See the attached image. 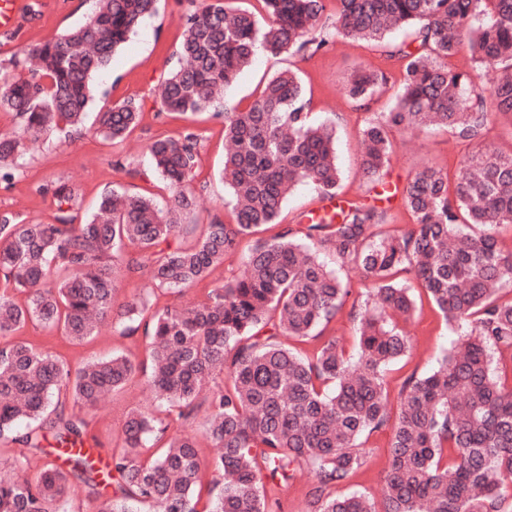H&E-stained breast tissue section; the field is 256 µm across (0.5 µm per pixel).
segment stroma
Instances as JSON below:
<instances>
[{
    "mask_svg": "<svg viewBox=\"0 0 512 512\" xmlns=\"http://www.w3.org/2000/svg\"><path fill=\"white\" fill-rule=\"evenodd\" d=\"M203 5V0H159L156 15L148 18L114 56L108 71L97 76L92 114L87 117L83 130L66 138L54 134L43 136L21 159L11 182L0 183V212L18 213L29 224L50 223L53 200L43 194L42 187L53 180L67 182L75 188L85 213L94 208L105 190L115 186L132 193H154L159 204H168L170 193L158 178L144 174L130 177L116 168L115 163L120 160L144 171L149 166V143L160 137L179 135L189 127L201 137L197 182L203 187L198 206L189 220L202 225L217 216L224 222H232V214L226 206L229 196L219 176L224 167L223 117L212 111L195 115L161 112L157 90L160 77L176 60L182 33L181 16L188 9H199ZM93 7V0H28V8L17 29L9 34L0 33V73L11 74L10 59L15 52L82 25ZM363 67L382 69L392 77L397 73L381 49L367 43L339 42L311 57L261 55L227 92L226 100L232 104L249 103L259 85L274 73L285 68L298 71L307 97L315 104L313 122H331L336 127V157L342 173L338 200L376 198L373 183L366 180L360 169L359 139L366 119L389 111L397 85L392 81L386 92L374 96L365 108H355L345 88L354 71ZM128 97L140 102L141 121L126 140L114 144L96 134L94 115L103 103ZM392 139L393 154L383 180L393 185L404 184L427 166L456 174L460 161L472 150L471 144L458 141L442 128L397 129ZM250 245V240H243L236 253L226 256L223 264L212 270L204 285L179 293L157 289L151 281L147 256H138V271L120 277L116 302L121 305L142 298L152 308L162 309L198 300L206 289L243 275ZM351 288L342 309L323 330L324 335L341 337L350 348L356 344L352 310L363 305L366 299L359 273H352ZM405 329L412 338L413 351L385 370L386 387L393 397L397 396L407 376H423L436 369L461 334L460 329L446 324L437 307L425 297L417 299L416 310ZM15 337L59 355L74 368L115 352L125 353L138 362L146 358L142 336H123L109 325L80 343L70 342L60 332L32 324L19 329ZM132 410L162 420L169 417L168 404L158 399L143 376H134L122 390L86 412L88 445L99 446L106 454L121 451L125 417ZM387 448V434L368 437L364 444L366 462L346 484V491L363 492L374 501H381Z\"/></svg>",
    "mask_w": 512,
    "mask_h": 512,
    "instance_id": "obj_1",
    "label": "stroma"
}]
</instances>
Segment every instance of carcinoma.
I'll list each match as a JSON object with an SVG mask.
<instances>
[{
    "label": "carcinoma",
    "mask_w": 512,
    "mask_h": 512,
    "mask_svg": "<svg viewBox=\"0 0 512 512\" xmlns=\"http://www.w3.org/2000/svg\"><path fill=\"white\" fill-rule=\"evenodd\" d=\"M95 2L83 25L10 59L30 76L0 82V108L20 119L14 134L0 136L1 180L14 177L26 141L85 123L95 76L159 0ZM227 2L184 16L177 65L159 81L161 111L211 110L258 53L313 56L337 38L381 44L407 27L416 46L386 51L400 63L396 102L362 128L368 180L379 181L389 164L394 128L438 125L470 144L491 119L487 101L512 116V0H260L261 19ZM465 38L473 60L495 69L487 95L448 65ZM388 82L381 69H361L346 93L360 108ZM311 115V99L291 69L267 79L248 106L224 107L230 149L221 177L235 219L214 218L192 244L179 241L197 207L192 130L147 148L152 171L171 192L165 210L120 186L82 219L74 189L54 183L44 188L55 205L53 222L27 224L0 213V438L41 453L49 434L59 448L81 447L88 422L69 404L92 409L138 371L174 412L167 422L129 412L124 449L110 454L104 477L93 456L79 452L62 465L47 461L33 478L17 463L18 474L0 480V512H69L74 480L97 499L109 477L112 497L101 512H198L197 441L170 429L203 406L206 433L218 448L208 512H269L276 492L304 468L312 475L308 512H505L512 499V385L499 365L512 363V300L500 301L498 291L512 285V253L503 252L496 229L512 224V153H469L452 186L440 168L417 172L401 190L413 222L394 233H381V213L360 202L338 212L321 206L281 224L296 185H312L321 201L337 195L335 129L314 124ZM139 117L132 99L106 104L97 133L121 142ZM267 225L278 231L255 241L244 275L209 289L204 300L153 312L143 301L114 306L117 259L128 247L150 259L156 287L181 292ZM321 249L358 270L372 298L354 313L353 355L341 338L317 333L351 293L350 281L320 259ZM397 273L404 280L394 279ZM412 282L464 334L437 369L403 381L394 414L384 371L412 351L396 322L413 315ZM114 320L123 336L143 332L147 364L114 354L74 369L12 339L31 323L81 341ZM285 338L323 342L304 357ZM217 372L228 382L211 388ZM378 432L390 434L380 508L362 494L333 492L365 463L361 438ZM150 442L159 448L145 460Z\"/></svg>",
    "instance_id": "1"
}]
</instances>
